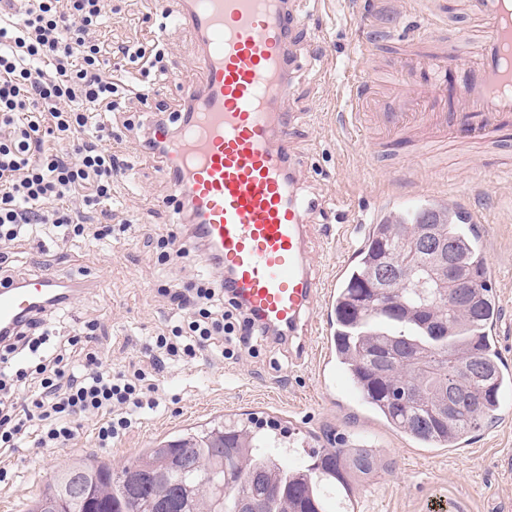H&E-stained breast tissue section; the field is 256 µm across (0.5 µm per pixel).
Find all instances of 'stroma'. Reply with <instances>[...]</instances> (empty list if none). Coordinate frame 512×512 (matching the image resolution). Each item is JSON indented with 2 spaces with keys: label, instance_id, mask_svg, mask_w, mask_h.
<instances>
[{
  "label": "stroma",
  "instance_id": "stroma-1",
  "mask_svg": "<svg viewBox=\"0 0 512 512\" xmlns=\"http://www.w3.org/2000/svg\"><path fill=\"white\" fill-rule=\"evenodd\" d=\"M299 8L308 31L294 48L299 68L283 107L296 117L293 152L301 192L319 204L310 217L312 260L331 278L337 262L352 257L359 235L389 215L460 203L487 242L488 280L499 307L496 348L512 370V142L375 157L353 141L346 103V87L360 71L380 73L389 63L386 37L445 32L464 42L475 24L457 0H301ZM177 9V0H112V17L102 27L105 45L136 47L157 37L166 49L164 71L146 78L130 61L112 66L117 108L104 113L103 121L129 172L114 182L102 207L111 212L117 232L104 242H66L46 229L8 248L14 278L60 271L82 283L72 315L96 323L92 345L115 367L137 358L145 340L169 325L173 312L159 286L210 272L191 243L169 264H158L160 238L176 229V200L165 161L147 153L138 139L139 126L148 125L156 107L179 110L180 86L200 79L196 37L164 20ZM366 39L379 47L368 61L361 55ZM144 81L156 96L140 95ZM319 320L322 332L306 338L299 365L287 346L262 341L253 353L241 349L227 359L206 351L188 365L167 366L159 376L160 407L142 417L121 447H99L88 421L66 447L0 451V462L11 468L9 483H0V512H28L45 485L75 459L94 454L118 466L126 449L152 447L227 414L276 421L319 449L365 438L381 448L392 470L353 482L354 512H512V402L463 447H420L376 417L357 393L319 379L317 355L334 356L325 340L331 320L324 314Z\"/></svg>",
  "mask_w": 512,
  "mask_h": 512
}]
</instances>
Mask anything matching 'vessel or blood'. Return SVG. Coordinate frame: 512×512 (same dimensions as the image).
<instances>
[{
  "label": "vessel or blood",
  "mask_w": 512,
  "mask_h": 512,
  "mask_svg": "<svg viewBox=\"0 0 512 512\" xmlns=\"http://www.w3.org/2000/svg\"><path fill=\"white\" fill-rule=\"evenodd\" d=\"M463 4L481 28L473 42L406 43L389 95L368 77L351 84L358 123L380 133L364 141L368 153L512 139V0ZM175 21L197 37L201 80L182 88L192 111L168 143L174 191L190 201L197 239L258 324L285 345L315 335V309L332 308L335 290L309 261L314 205L294 176L292 117L277 109L306 19L295 0H181ZM74 294L59 272L0 286V330L19 329Z\"/></svg>",
  "instance_id": "b4317fda"
}]
</instances>
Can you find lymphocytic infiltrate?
<instances>
[{"instance_id": "obj_1", "label": "lymphocytic infiltrate", "mask_w": 512, "mask_h": 512, "mask_svg": "<svg viewBox=\"0 0 512 512\" xmlns=\"http://www.w3.org/2000/svg\"><path fill=\"white\" fill-rule=\"evenodd\" d=\"M112 0H0V244L38 224L63 239L104 240L108 224L90 226L88 209L111 199L122 173L105 142L111 128L96 117L113 109V54L161 68L159 43L107 51L98 31ZM176 314L168 331L150 337L145 360L112 368L82 351L80 336H58L54 323L69 307L51 305L0 343V449L33 443L61 448L93 421L102 448L122 442L145 411L160 404L159 374L171 362L189 364L218 339L242 345L265 337L254 317L232 309L225 280L201 275L162 285Z\"/></svg>"}]
</instances>
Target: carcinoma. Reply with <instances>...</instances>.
<instances>
[{"label": "carcinoma", "mask_w": 512, "mask_h": 512, "mask_svg": "<svg viewBox=\"0 0 512 512\" xmlns=\"http://www.w3.org/2000/svg\"><path fill=\"white\" fill-rule=\"evenodd\" d=\"M447 244L448 263L420 249ZM458 301L444 307L443 293ZM336 362L363 402L424 448H455L493 418L512 386L486 326L497 315L478 238L461 212L422 207L372 227L341 285ZM460 397L448 407V390ZM275 428L226 417L145 448L120 468L79 459L60 470L28 512H325L323 495L351 506L350 479L388 468L368 444L314 453L288 470L274 448H297Z\"/></svg>", "instance_id": "obj_1"}]
</instances>
